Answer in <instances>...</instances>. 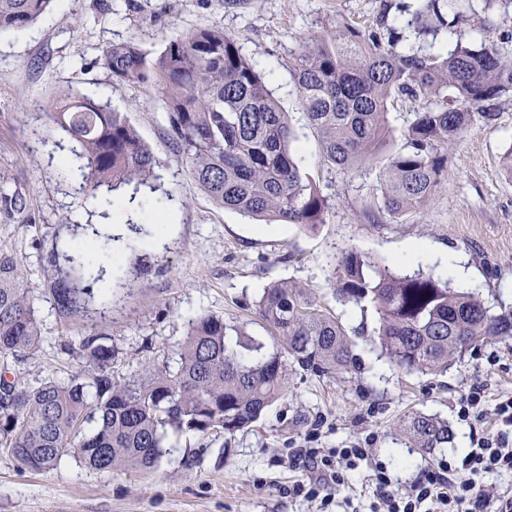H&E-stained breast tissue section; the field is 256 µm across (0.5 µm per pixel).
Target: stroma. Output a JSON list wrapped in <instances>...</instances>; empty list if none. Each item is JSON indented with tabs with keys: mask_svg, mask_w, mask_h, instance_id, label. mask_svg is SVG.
<instances>
[{
	"mask_svg": "<svg viewBox=\"0 0 512 512\" xmlns=\"http://www.w3.org/2000/svg\"><path fill=\"white\" fill-rule=\"evenodd\" d=\"M384 0H57L21 31L0 32V183L20 193L22 213L0 211V247L17 250L42 342L11 370L22 383L69 380L83 369L66 347L102 332L112 347V372L122 376L146 363L176 361L192 319L215 314L264 330L253 304L271 282L286 278L309 287L318 303L350 329L365 328L353 379L292 374L287 393L248 430L202 440L180 436L179 451L154 470H91L74 457L44 471L19 469L0 453V512H319V504L290 495L310 477L292 466L295 448H367L369 457L331 489L330 512H372L374 467L404 490L424 471L459 464L478 438L500 427L493 407L512 396V339L467 351L448 371L409 374L382 358L369 335L373 311L341 305L333 294V259L355 249L397 264L400 272L432 271L454 287L477 291L492 308L512 306V178L502 160L512 151V92L491 102L492 124L474 122L448 153V176L421 210L373 223L362 215L377 193V165L346 175L323 164L316 134L285 67L311 37L346 24L373 26ZM219 27L257 60L304 149V170L329 197L323 224H267L216 206L179 159L165 108L153 93L113 83L99 62L113 43L135 41L152 52L179 34ZM72 92L107 101L123 112L152 149L161 189L170 193L168 229L158 230L145 203L149 187L121 186L124 229L120 301L94 292L85 312L61 315L52 296V259L62 235L88 236L107 215L79 190L74 143L52 118V104ZM82 212V223L73 220ZM481 388V410L463 414ZM447 418L454 445L431 453L410 447L398 423L410 412Z\"/></svg>",
	"mask_w": 512,
	"mask_h": 512,
	"instance_id": "stroma-1",
	"label": "stroma"
}]
</instances>
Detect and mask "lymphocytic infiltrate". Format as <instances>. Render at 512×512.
<instances>
[{"mask_svg":"<svg viewBox=\"0 0 512 512\" xmlns=\"http://www.w3.org/2000/svg\"><path fill=\"white\" fill-rule=\"evenodd\" d=\"M495 411L506 429L478 441L476 447L469 449L462 458L461 466L468 472V480H458L451 469H434L402 492L393 488L384 468H376L381 512H425L429 505L433 506L434 512H512V491L491 497L478 483L479 477L486 474L512 473V436L507 433L508 427L512 426V397L496 403ZM299 455L316 476L295 483L292 494L320 500L326 507L330 500L323 497V489L339 481L342 469L355 467L357 462L365 460L368 451L357 447L303 448Z\"/></svg>","mask_w":512,"mask_h":512,"instance_id":"obj_1","label":"lymphocytic infiltrate"}]
</instances>
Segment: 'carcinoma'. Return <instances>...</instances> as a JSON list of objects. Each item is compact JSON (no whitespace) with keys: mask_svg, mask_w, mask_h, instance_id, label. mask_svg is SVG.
<instances>
[{"mask_svg":"<svg viewBox=\"0 0 512 512\" xmlns=\"http://www.w3.org/2000/svg\"><path fill=\"white\" fill-rule=\"evenodd\" d=\"M54 0H0V31L22 30ZM386 2L375 27L348 26L311 39L286 63L325 165L346 174L382 154L396 129L387 120L391 99L423 101L409 113L403 144L379 168L382 203L365 204L399 219L425 206L448 174V148L474 121L495 120L480 104L512 91V58L487 38L475 43L459 30L469 18L489 31L479 0H423L409 26L422 35L450 31L453 52L398 49ZM101 64L112 81L149 90L163 102L172 139L201 190L219 207L270 223L315 227L325 221L328 198L302 168L288 113L256 62L224 30H192L153 53L137 42L111 44ZM54 122L79 145L82 193L141 185L157 164L126 117L106 102L66 93ZM0 205L21 213L25 202L0 188ZM88 245L74 243L71 267L57 271L53 289L63 314L86 308L94 285L114 297L121 281L103 282L85 261ZM336 298L369 303L381 353L407 372L437 373L470 348L512 339V308L493 312L479 293L419 269L399 274L354 249L333 267ZM22 259L0 247V451L22 468L42 471L70 455L93 470L153 468L172 452L171 436L206 439L215 428L232 436L256 424L302 370L346 377L360 370L346 327L317 304L310 289L281 279L263 289L255 314L273 339L249 334L224 317L191 321L171 366L148 364L126 377L112 374V347L102 334L79 337L83 373L68 382L47 378L24 385L9 377L10 363L41 343L40 322L29 302ZM400 429L414 448L451 447L448 421L411 412Z\"/></svg>","mask_w":512,"mask_h":512,"instance_id":"1","label":"carcinoma"}]
</instances>
